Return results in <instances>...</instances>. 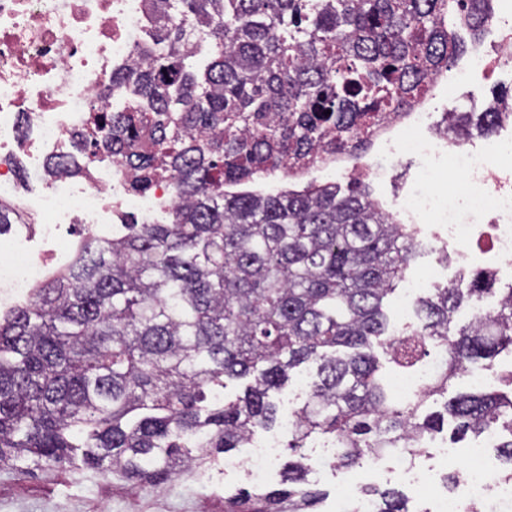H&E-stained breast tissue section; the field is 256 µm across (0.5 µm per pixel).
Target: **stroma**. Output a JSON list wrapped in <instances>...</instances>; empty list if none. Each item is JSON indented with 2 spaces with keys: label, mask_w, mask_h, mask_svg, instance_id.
<instances>
[{
  "label": "stroma",
  "mask_w": 512,
  "mask_h": 512,
  "mask_svg": "<svg viewBox=\"0 0 512 512\" xmlns=\"http://www.w3.org/2000/svg\"><path fill=\"white\" fill-rule=\"evenodd\" d=\"M417 167L404 160L392 179L383 181L357 168L352 175L338 176L340 184L359 181L362 189L388 209L406 189ZM466 268L441 262L439 252L425 246L409 276L428 287L457 283L467 287ZM252 480L241 468L216 467L203 478L182 477L159 486H144L119 478L102 480L82 471L37 474L21 478L0 469V512H224V499L238 489L250 488Z\"/></svg>",
  "instance_id": "obj_1"
}]
</instances>
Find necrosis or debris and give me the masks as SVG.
I'll return each mask as SVG.
<instances>
[{"mask_svg":"<svg viewBox=\"0 0 512 512\" xmlns=\"http://www.w3.org/2000/svg\"><path fill=\"white\" fill-rule=\"evenodd\" d=\"M489 7L479 25L467 13L457 15L452 32L470 43L432 78V91L410 111L384 115L365 135L383 147L373 164L378 178H387L401 156L423 161L395 205L400 223L439 226L440 244L461 266L480 257L512 273V100L467 104L460 96L481 79H512V0H489ZM145 9V0H0V207L13 210L23 231L0 233V311L75 265L81 248L62 240L65 224L80 220L86 243L111 235L119 212L155 221L176 203L165 178L149 193L131 195L124 168L109 158L76 174L48 170L52 161L76 156L78 139L91 130L92 104L113 112L123 107L122 98L102 101L98 93L154 43ZM440 85L448 90V111L437 124L431 115ZM466 110L500 112L497 132L481 138L458 126L455 115ZM447 166L459 181L443 205L424 186ZM500 438V429H489L471 446L466 476L452 492L438 493L429 472L411 469L407 477L433 498L436 512H462L468 501L487 512H512V480L488 456Z\"/></svg>","mask_w":512,"mask_h":512,"instance_id":"4bbe7bcc","label":"necrosis or debris"}]
</instances>
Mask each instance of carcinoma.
Here are the masks:
<instances>
[{
  "label": "carcinoma",
  "mask_w": 512,
  "mask_h": 512,
  "mask_svg": "<svg viewBox=\"0 0 512 512\" xmlns=\"http://www.w3.org/2000/svg\"><path fill=\"white\" fill-rule=\"evenodd\" d=\"M158 51L112 80L120 112L95 107L78 140L93 163L119 156L130 188L172 179L165 224H120L81 263L0 316V466L19 477L90 470L160 484L201 475L277 419L270 392L315 364L292 414L281 490H241L227 512H311L317 436L347 470L384 452L415 456L444 416L422 414L476 364L512 350V286L474 274L467 291L420 297L419 324L389 330L385 299L420 249L350 182L257 193L238 186L320 153L356 150L361 130L399 112L461 50L446 18L478 0H150ZM208 30L192 49L187 30ZM330 115H325V111ZM489 133L496 112H459ZM497 308L452 327L472 297ZM394 373L430 348L444 355L420 392ZM243 393L227 397L234 380ZM459 435L506 427L498 452L512 477V392L445 402ZM375 512H412L392 489L364 488Z\"/></svg>",
  "instance_id": "carcinoma-1"
}]
</instances>
